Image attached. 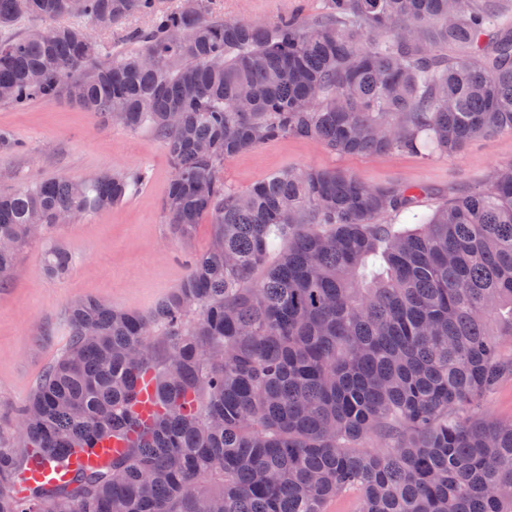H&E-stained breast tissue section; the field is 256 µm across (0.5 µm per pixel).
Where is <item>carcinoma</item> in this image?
Returning a JSON list of instances; mask_svg holds the SVG:
<instances>
[{
  "mask_svg": "<svg viewBox=\"0 0 512 512\" xmlns=\"http://www.w3.org/2000/svg\"><path fill=\"white\" fill-rule=\"evenodd\" d=\"M498 0H325L274 25L190 16L160 0H0L25 17L132 15L146 31L107 63L79 25L0 39V102L66 97L168 151L162 209L210 249L150 313L93 298L67 309L70 338L0 435V512H512V423L481 413L512 377V178L496 172L416 228L425 189L369 187L336 169L288 170L245 191L224 164L268 141L314 139L339 155L451 157L512 131V21ZM154 57L145 67L142 57ZM139 173L48 178L0 194V287L58 215L124 202ZM52 275L72 255L46 253ZM150 372L157 414L131 412ZM114 433L128 448L70 470ZM70 471L57 489L29 467Z\"/></svg>",
  "mask_w": 512,
  "mask_h": 512,
  "instance_id": "1",
  "label": "carcinoma"
}]
</instances>
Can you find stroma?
I'll use <instances>...</instances> for the list:
<instances>
[{
    "mask_svg": "<svg viewBox=\"0 0 512 512\" xmlns=\"http://www.w3.org/2000/svg\"><path fill=\"white\" fill-rule=\"evenodd\" d=\"M324 0H212L214 16L274 24L297 12L319 13ZM0 128L22 146L0 151V191L49 177L73 181L116 170L144 173L124 203L58 224L19 252L15 275L0 288V430L13 427V411L34 389L42 371L68 340L64 311L78 298L150 312L190 273V256L207 251L214 237L202 218L189 238L176 236L162 209L171 178L165 144L150 131L104 121L74 102L40 99L22 107L0 104ZM512 164V133L476 141L453 158L398 152L341 156L318 141L288 138L244 151L224 165V178L243 191L288 169H338L370 186L412 184L425 190L416 210L431 213L458 194L485 184L496 169ZM55 243L76 258L64 275L48 274L45 248Z\"/></svg>",
    "mask_w": 512,
    "mask_h": 512,
    "instance_id": "1",
    "label": "stroma"
}]
</instances>
